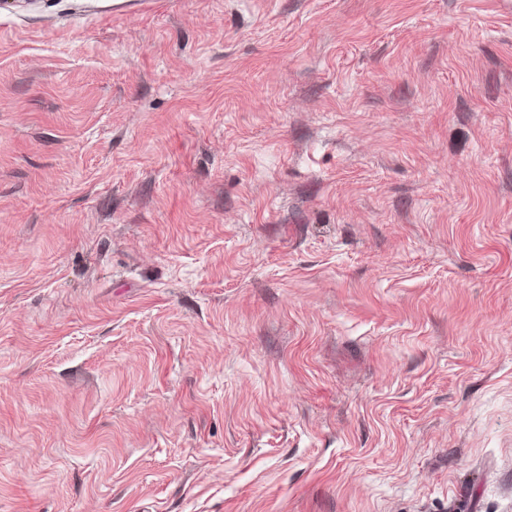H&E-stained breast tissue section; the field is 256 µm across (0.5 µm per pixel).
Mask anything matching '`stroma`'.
I'll return each mask as SVG.
<instances>
[{"instance_id": "1", "label": "stroma", "mask_w": 512, "mask_h": 512, "mask_svg": "<svg viewBox=\"0 0 512 512\" xmlns=\"http://www.w3.org/2000/svg\"><path fill=\"white\" fill-rule=\"evenodd\" d=\"M0 0V512H512V0Z\"/></svg>"}]
</instances>
